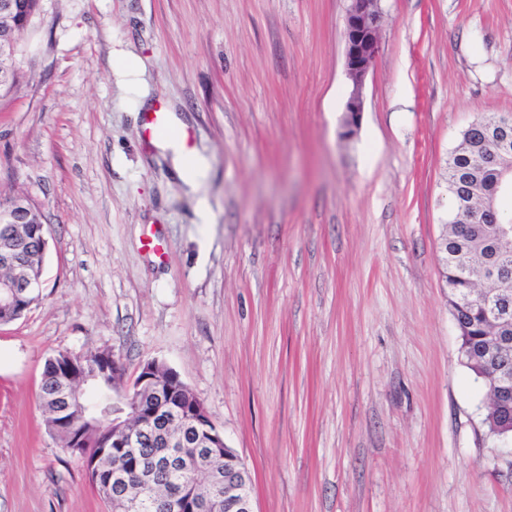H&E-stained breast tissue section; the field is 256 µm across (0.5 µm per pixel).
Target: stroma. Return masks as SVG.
Listing matches in <instances>:
<instances>
[{
  "instance_id": "obj_1",
  "label": "stroma",
  "mask_w": 512,
  "mask_h": 512,
  "mask_svg": "<svg viewBox=\"0 0 512 512\" xmlns=\"http://www.w3.org/2000/svg\"><path fill=\"white\" fill-rule=\"evenodd\" d=\"M347 6L40 0L0 96V201L48 230L41 300L0 324V512H109L37 406L49 355L101 349L180 375L256 512H512L440 250L450 153L512 116V0H380L350 141ZM142 93L199 173L145 135Z\"/></svg>"
}]
</instances>
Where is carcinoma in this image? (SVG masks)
<instances>
[{
    "instance_id": "1",
    "label": "carcinoma",
    "mask_w": 512,
    "mask_h": 512,
    "mask_svg": "<svg viewBox=\"0 0 512 512\" xmlns=\"http://www.w3.org/2000/svg\"><path fill=\"white\" fill-rule=\"evenodd\" d=\"M39 0H15L16 10L0 16V37L20 41ZM512 167V153L500 156L498 147L486 130H465L462 140L447 162L449 222L443 237V277L448 287V307L452 315H461L458 331L459 356L474 375L485 379L487 399H492L497 377L488 345L496 336L512 337V314L507 325L489 313L482 294L491 285L483 283L482 272L488 266L512 270V246L498 245L502 224H512V209L500 208L497 223L474 221L471 215L490 201L504 170ZM44 223L40 208L30 223L18 226V236H0V254H10L16 266L24 269L39 263V228ZM41 299L36 291L20 301V306L0 308V324L22 317ZM153 375L162 384H177L174 396L158 397L145 392L138 404L127 412L130 427L154 416L159 425L135 433L133 448L112 447V421L90 423L91 405L87 396L68 397V375L95 376L96 386L112 389V352L97 350L84 354L59 351L44 366L38 391V405L48 431L63 447L79 455L89 481L102 496L110 512H132V508L150 499L175 496L189 501L186 512H224V455L206 447L209 436L193 422V404L187 384L172 369L153 360ZM175 434L192 443L185 449L183 466L169 473L162 470L149 477L146 463L169 453L167 439Z\"/></svg>"
}]
</instances>
